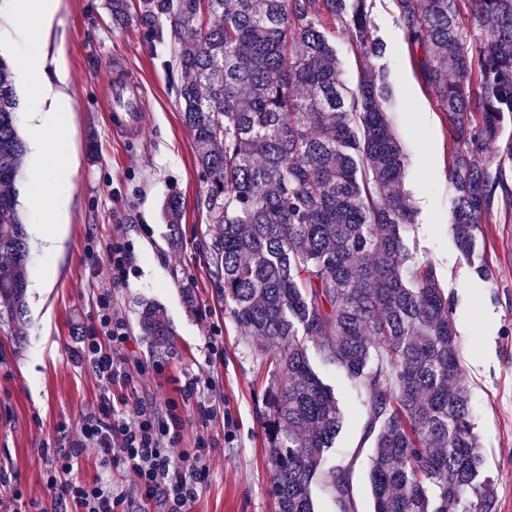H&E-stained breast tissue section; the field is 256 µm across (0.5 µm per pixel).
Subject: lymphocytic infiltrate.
I'll return each instance as SVG.
<instances>
[{
  "label": "lymphocytic infiltrate",
  "instance_id": "1",
  "mask_svg": "<svg viewBox=\"0 0 512 512\" xmlns=\"http://www.w3.org/2000/svg\"><path fill=\"white\" fill-rule=\"evenodd\" d=\"M130 340L126 319L114 312L108 297L99 301L97 327L80 340L78 354L87 359L97 375L113 386L135 389L148 374L161 371L159 363L131 360L123 349ZM208 370L186 377L178 399L165 406L139 397L122 411L90 413L70 442L63 457L48 455V488L54 504L72 502L78 512H126V498L111 480L85 484L75 477L72 460L83 450H100L102 466H120L134 474L142 498L153 501L160 512H187L199 494V482L207 469L205 450L209 439L198 436L193 450L174 460L171 449L183 427L181 404L197 402L202 419L213 417L215 408L201 399L211 385Z\"/></svg>",
  "mask_w": 512,
  "mask_h": 512
}]
</instances>
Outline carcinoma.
Masks as SVG:
<instances>
[{
  "label": "carcinoma",
  "instance_id": "carcinoma-1",
  "mask_svg": "<svg viewBox=\"0 0 512 512\" xmlns=\"http://www.w3.org/2000/svg\"><path fill=\"white\" fill-rule=\"evenodd\" d=\"M466 1L469 11L462 12ZM367 0H107L167 25L182 119L207 176L198 205L218 226L211 261L240 332L279 345L260 418L277 512H315L313 484L357 512L349 470L327 451L343 426L312 358L366 393L371 512H495L470 397L461 383L453 301L406 243L409 164L388 115ZM410 64L452 130L448 181L456 246L482 280L483 228L512 218V176L489 152L512 118V0H396ZM358 60L351 88L335 26ZM13 67L0 57V305L23 313L27 232L19 215ZM183 209L170 192L162 210ZM150 336H170L149 305Z\"/></svg>",
  "mask_w": 512,
  "mask_h": 512
}]
</instances>
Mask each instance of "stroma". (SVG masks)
I'll return each mask as SVG.
<instances>
[{
  "label": "stroma",
  "mask_w": 512,
  "mask_h": 512,
  "mask_svg": "<svg viewBox=\"0 0 512 512\" xmlns=\"http://www.w3.org/2000/svg\"><path fill=\"white\" fill-rule=\"evenodd\" d=\"M375 36L388 44L395 105L389 113L409 156L405 187L415 224L410 238L437 269L454 300L462 385L471 396L474 422L487 468L497 489L496 512H512V220L497 217L485 229L492 278L481 282L462 259L448 229L452 192L448 183L451 131L432 92L414 73L395 24V0H368ZM58 32L68 56L72 105L69 173L71 199L61 247L46 260L40 227H28L24 320L0 317V470L9 479L0 497L20 491V512L51 505L44 447L70 451V434L85 414L118 404L130 390L106 387L78 341L98 323V298L112 291V308L129 323L127 354L161 361L136 393L164 403L176 396L184 374L204 367L212 337L224 342V360L211 377L213 398L224 413L201 423L195 403L182 406L184 426L173 456L209 437L208 469L190 512H276L269 494L273 473L260 424L262 394L272 379L279 349L259 347L241 335L212 275L216 228L198 201L207 188L196 162L194 137L184 125L169 43L141 26L136 16L115 24L105 0H62ZM142 87L147 107L139 131L113 134L105 98L115 65ZM184 203L176 225L166 224L162 203L169 191ZM127 240L134 263L125 286L110 288L107 248ZM161 309L173 334L146 335L145 302ZM320 375L345 414L330 462L351 468L358 512H369L366 472L370 443L363 440L365 395L337 370Z\"/></svg>",
  "instance_id": "stroma-1"
}]
</instances>
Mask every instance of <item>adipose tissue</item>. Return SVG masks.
Segmentation results:
<instances>
[{
    "label": "adipose tissue",
    "instance_id": "1",
    "mask_svg": "<svg viewBox=\"0 0 512 512\" xmlns=\"http://www.w3.org/2000/svg\"><path fill=\"white\" fill-rule=\"evenodd\" d=\"M58 0H0V52L14 53L24 77V93L31 102L29 134L40 154L37 182L58 207L70 190L72 156L68 148L72 106L64 88L69 78L65 41L56 30ZM56 211L34 205L44 229L46 256L58 249Z\"/></svg>",
    "mask_w": 512,
    "mask_h": 512
}]
</instances>
